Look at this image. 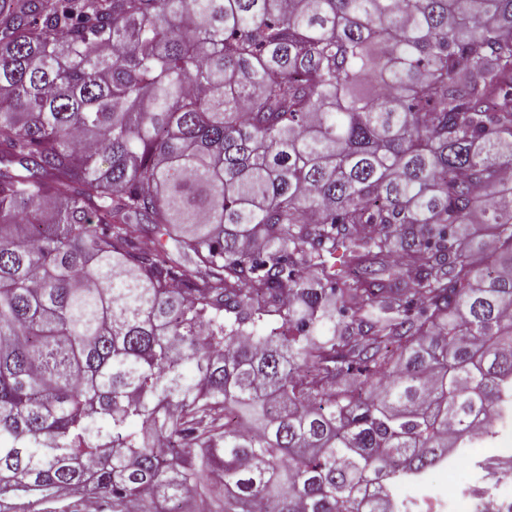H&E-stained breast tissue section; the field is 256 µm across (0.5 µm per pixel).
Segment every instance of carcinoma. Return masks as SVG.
Instances as JSON below:
<instances>
[{"label":"carcinoma","mask_w":512,"mask_h":512,"mask_svg":"<svg viewBox=\"0 0 512 512\" xmlns=\"http://www.w3.org/2000/svg\"><path fill=\"white\" fill-rule=\"evenodd\" d=\"M506 173L512 0H0V497L401 512L512 405Z\"/></svg>","instance_id":"obj_1"}]
</instances>
